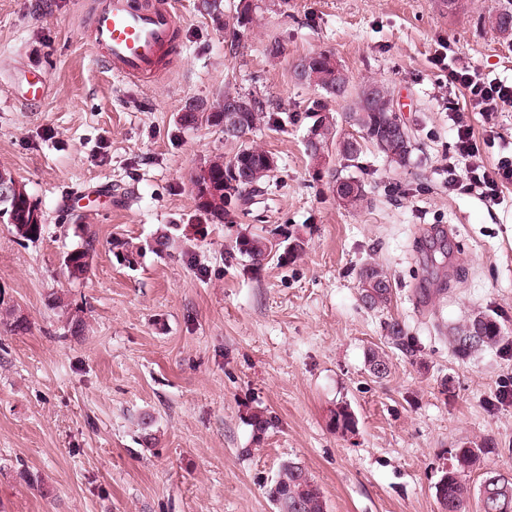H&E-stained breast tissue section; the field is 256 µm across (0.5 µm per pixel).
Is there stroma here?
<instances>
[{
    "label": "stroma",
    "mask_w": 512,
    "mask_h": 512,
    "mask_svg": "<svg viewBox=\"0 0 512 512\" xmlns=\"http://www.w3.org/2000/svg\"><path fill=\"white\" fill-rule=\"evenodd\" d=\"M173 2L179 54L134 82L87 46L96 0H0V168L44 215L34 242L0 223V512H279L269 489L288 461L327 512H440L456 448L487 440L471 488L486 470L512 474V185L494 206L447 189L467 171L448 119L465 96L448 67L512 82V41L482 21L499 0L452 13L444 0H253V24L234 34L202 0ZM321 51L353 86L389 88L415 134L407 167L371 147L349 169L335 147L321 167L307 155L324 93L293 66ZM32 71L48 82L36 103L21 99ZM228 85L277 112L250 137L276 168L270 195L212 224L190 178L231 147L178 115L218 111ZM469 118L494 164L512 109ZM347 174L368 195L355 211L333 193ZM260 230L305 250L255 269L235 240ZM78 250L90 270L75 279ZM369 263L392 283L382 309L360 300ZM478 311L511 341L459 356L448 336ZM394 318L415 355L387 344ZM373 350L391 360L386 378L368 369ZM342 406L352 431L334 426ZM256 414L273 427L256 431Z\"/></svg>",
    "instance_id": "obj_1"
}]
</instances>
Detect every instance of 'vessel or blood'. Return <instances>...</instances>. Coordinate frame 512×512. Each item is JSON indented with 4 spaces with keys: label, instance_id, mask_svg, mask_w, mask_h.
<instances>
[{
    "label": "vessel or blood",
    "instance_id": "vessel-or-blood-1",
    "mask_svg": "<svg viewBox=\"0 0 512 512\" xmlns=\"http://www.w3.org/2000/svg\"><path fill=\"white\" fill-rule=\"evenodd\" d=\"M178 28L172 0H100L89 44L112 74L148 79L175 52Z\"/></svg>",
    "mask_w": 512,
    "mask_h": 512
}]
</instances>
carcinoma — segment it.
<instances>
[{
    "instance_id": "cac0c4a2",
    "label": "carcinoma",
    "mask_w": 512,
    "mask_h": 512,
    "mask_svg": "<svg viewBox=\"0 0 512 512\" xmlns=\"http://www.w3.org/2000/svg\"><path fill=\"white\" fill-rule=\"evenodd\" d=\"M512 15V0L499 4L485 18V22L496 30H501L506 18ZM327 51L317 53V56L308 57L311 66L319 67L322 74V84L319 88L333 99L351 100V104L344 113L346 121L353 124L360 133L361 141L336 139V125L333 117L329 116L327 106L316 100L312 104L315 113L317 128L312 130L313 136L321 146L330 141H336L337 154L344 167L359 159L364 147L372 145L392 165L402 168L408 165L414 149V135H409L407 141L384 142V127L392 120L390 112H370L362 114V96L366 93L365 87L351 90V85L336 86L335 71L327 65ZM255 108L251 112L241 115L242 130L240 135L232 140L234 151L229 156L218 157L207 164L211 174V182L217 187V192L199 189L195 193V200L199 210L203 211L209 219L222 224L231 212L248 206L254 198L262 196L267 191V181L272 170L263 163L267 151L248 143V135L257 127L260 121L267 117L266 102L254 97ZM215 126V114L212 112H190L184 119L186 127L198 125ZM248 164L254 171V178L248 184L236 181L232 171L241 164ZM356 184V189L348 197L345 207L357 209L367 200L365 185L361 180L350 177ZM30 202L24 197L0 199V210L3 211L4 221L10 223L12 231L21 239L33 241L41 237L44 225L17 224L13 222L14 216L19 214ZM237 252L248 258L252 266L260 268L263 263L270 260V239L260 233L248 232L238 236L235 240ZM304 249V241L295 239L293 242L281 247L276 255L277 261L286 264ZM66 266L69 274L74 278L84 276L89 268V254L86 251H74L67 257ZM377 275H384V271L376 265L367 264L358 272L360 295L369 299L368 308L380 309L391 301L392 292L376 293V288L367 282L369 271ZM479 324L482 327L485 339L478 340L470 335L471 328ZM387 340L397 349L405 353H413L412 339L406 334L405 326L398 320L387 323ZM454 351L460 356H469L483 349L493 348L506 340L503 329L497 320L484 313H478L463 324L453 328L450 337ZM493 452L489 443L485 442L475 447L462 446L454 455V463L448 470V475L442 480L441 497L438 503L442 512H469L471 499V486L466 481V473L480 465L485 455ZM270 497L280 505L282 512H326V502L320 488L311 480L304 466L299 462L289 461L282 465L278 479L270 490ZM476 512H512V476L488 471L480 484L476 496Z\"/></svg>"
}]
</instances>
